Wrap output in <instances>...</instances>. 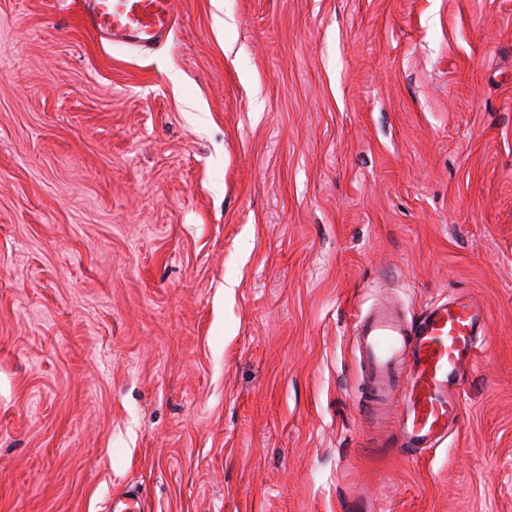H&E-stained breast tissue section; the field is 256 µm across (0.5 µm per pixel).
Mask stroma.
<instances>
[{"mask_svg": "<svg viewBox=\"0 0 512 512\" xmlns=\"http://www.w3.org/2000/svg\"><path fill=\"white\" fill-rule=\"evenodd\" d=\"M0 0V512H512V0ZM474 295L418 461L352 342ZM88 26L116 46L151 50L165 41L178 14L176 0H85Z\"/></svg>", "mask_w": 512, "mask_h": 512, "instance_id": "1", "label": "stroma"}]
</instances>
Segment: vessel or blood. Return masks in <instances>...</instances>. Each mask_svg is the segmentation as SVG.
Returning <instances> with one entry per match:
<instances>
[{
	"instance_id": "b4317fda",
	"label": "vessel or blood",
	"mask_w": 512,
	"mask_h": 512,
	"mask_svg": "<svg viewBox=\"0 0 512 512\" xmlns=\"http://www.w3.org/2000/svg\"><path fill=\"white\" fill-rule=\"evenodd\" d=\"M95 33L117 46L151 50L171 33L177 0H85ZM487 311L473 296H458L426 307L405 321L392 306L359 314L353 335L365 373L362 411L386 419L394 402L396 452L406 457L433 448L461 415L456 389L471 370L487 334Z\"/></svg>"
}]
</instances>
